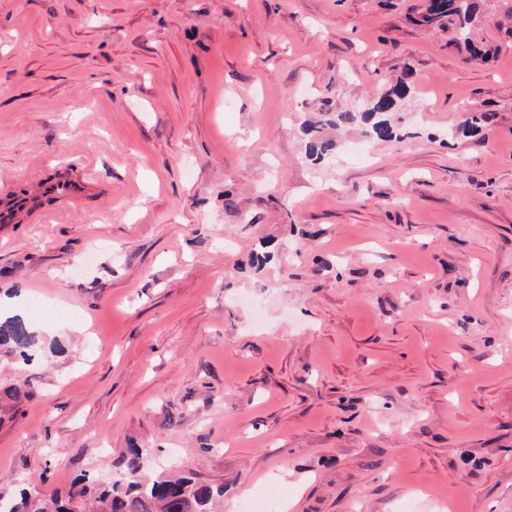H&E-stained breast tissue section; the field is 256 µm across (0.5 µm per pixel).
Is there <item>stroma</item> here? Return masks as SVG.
I'll return each mask as SVG.
<instances>
[{
  "label": "stroma",
  "mask_w": 512,
  "mask_h": 512,
  "mask_svg": "<svg viewBox=\"0 0 512 512\" xmlns=\"http://www.w3.org/2000/svg\"><path fill=\"white\" fill-rule=\"evenodd\" d=\"M427 4L0 0V205L95 182L0 224V316L50 307L0 353V493L135 444L224 512H512V40ZM400 82L403 140L323 124ZM485 0H429L425 22L448 20V29L455 31V41L463 42L471 54L483 57L486 51L472 41V29L481 20V6ZM94 189L93 183L87 177L76 180L60 178L41 184L36 192L24 202L26 206H33L36 199L43 194H52L62 198H74ZM38 345V336L31 324L19 317L0 320V351L29 360ZM275 494L276 491L272 487L257 489L240 501L237 512H264Z\"/></svg>",
  "instance_id": "stroma-1"
}]
</instances>
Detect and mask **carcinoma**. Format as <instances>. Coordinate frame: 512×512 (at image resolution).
I'll list each match as a JSON object with an SVG mask.
<instances>
[{
    "instance_id": "cac0c4a2",
    "label": "carcinoma",
    "mask_w": 512,
    "mask_h": 512,
    "mask_svg": "<svg viewBox=\"0 0 512 512\" xmlns=\"http://www.w3.org/2000/svg\"><path fill=\"white\" fill-rule=\"evenodd\" d=\"M484 0H429L425 22L448 20L455 31V41L461 42L471 54L484 53L472 41V29L481 20ZM397 89L372 100L369 107L356 112H325V122L333 126L368 125L365 134L378 140H393L397 129L387 114L395 111ZM336 150L335 142L314 138L306 145V155L315 161L325 160ZM38 336L31 324L19 317L0 320V351L25 360L32 357ZM147 452L141 448L128 449L127 472L122 479L93 485L80 476L67 493L59 496L41 490L22 488L15 496L0 494L11 507L0 512H217L224 487L198 482L190 477L171 478L159 474L146 480L142 470Z\"/></svg>"
}]
</instances>
